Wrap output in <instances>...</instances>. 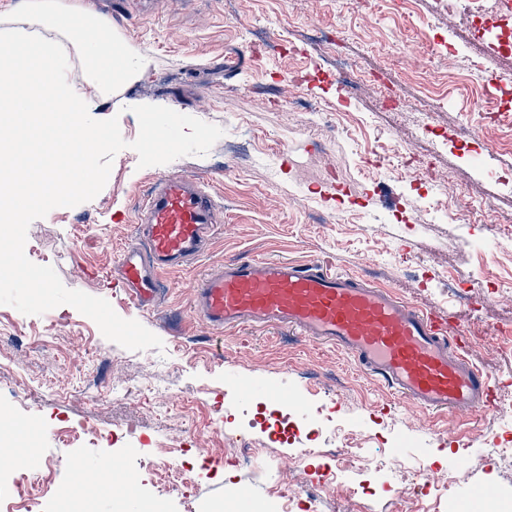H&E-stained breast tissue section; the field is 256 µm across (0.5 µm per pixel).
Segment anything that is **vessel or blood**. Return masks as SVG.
I'll list each match as a JSON object with an SVG mask.
<instances>
[{
	"instance_id": "vessel-or-blood-1",
	"label": "vessel or blood",
	"mask_w": 512,
	"mask_h": 512,
	"mask_svg": "<svg viewBox=\"0 0 512 512\" xmlns=\"http://www.w3.org/2000/svg\"><path fill=\"white\" fill-rule=\"evenodd\" d=\"M220 222L203 187L162 176L137 213L138 242L120 258V282L133 303L151 309L163 273L195 260ZM192 304L213 329L281 326L342 349L363 374L439 418L465 421L495 397V376L468 359L454 328L391 289L317 262L226 263L199 280Z\"/></svg>"
}]
</instances>
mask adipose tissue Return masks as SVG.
<instances>
[{
	"label": "adipose tissue",
	"instance_id": "ef3b65f1",
	"mask_svg": "<svg viewBox=\"0 0 512 512\" xmlns=\"http://www.w3.org/2000/svg\"><path fill=\"white\" fill-rule=\"evenodd\" d=\"M21 20L22 27L0 31V153L14 162L13 176L0 180V199L47 207L67 187L89 183L79 114L99 111L150 60L123 48L90 0H24ZM28 23L36 31H25ZM71 50L85 70L86 89L59 76Z\"/></svg>",
	"mask_w": 512,
	"mask_h": 512
}]
</instances>
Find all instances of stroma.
<instances>
[{
	"label": "stroma",
	"mask_w": 512,
	"mask_h": 512,
	"mask_svg": "<svg viewBox=\"0 0 512 512\" xmlns=\"http://www.w3.org/2000/svg\"><path fill=\"white\" fill-rule=\"evenodd\" d=\"M114 24L124 47L151 60L138 80L104 105L118 115L130 144L139 133L133 104L152 101L220 126L227 142L203 156L138 168L128 148L91 201L52 209L31 223L26 251H41L69 289L106 299L115 312L156 334L162 349L130 351L104 338L69 305L25 315L0 305V406L12 410L11 446L24 474L43 472L39 512H232L298 478L311 512H457L463 493L512 488V466L494 452L512 434V301L489 300L487 282L512 280V125L490 121L476 104L468 60L480 54L488 73L512 79V54L490 51L494 36L474 37L466 14L437 13L435 0H157L151 10L127 0H91ZM338 42L342 58L375 55L384 79L351 93L320 39ZM244 51L246 61L227 68ZM318 100L327 124L289 109L290 98ZM466 128L460 149L436 152L423 124ZM279 154L276 170L262 155ZM413 152L431 161L450 205L475 203L496 224L437 220L421 209L426 185L405 184L390 165L367 168L372 154ZM177 173L209 190L223 222L208 249L185 268L163 274L165 290L149 311L113 288L118 255L134 243L135 214L157 179ZM242 258L319 260L373 284L465 330L469 359L504 385L500 407L487 406L450 436L444 421L362 375L342 351L280 328H208L193 315L194 288L206 272ZM92 275H83V268ZM453 268L465 291L449 290ZM284 389L301 407L288 411L265 385ZM249 397H242V390ZM177 404L156 413L159 397ZM295 431L273 441L278 416ZM94 424L101 437L80 433ZM264 447L250 467L232 464L241 440ZM401 456H393L397 443ZM192 464L174 486L158 466L171 449ZM319 448L351 453L327 476ZM222 458L217 472L197 468ZM114 461L134 493L112 489L98 469ZM373 492L349 499L347 487Z\"/></svg>",
	"instance_id": "stroma-1"
}]
</instances>
